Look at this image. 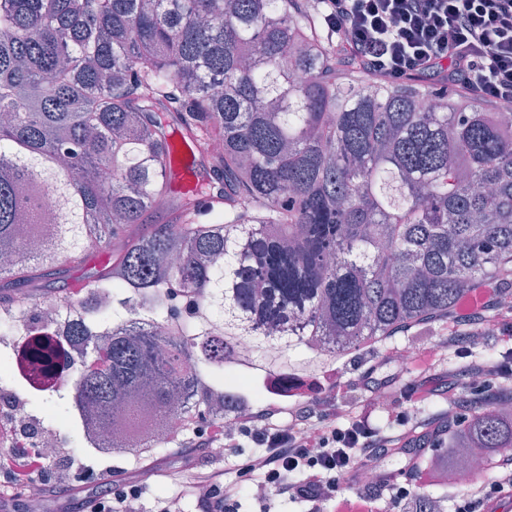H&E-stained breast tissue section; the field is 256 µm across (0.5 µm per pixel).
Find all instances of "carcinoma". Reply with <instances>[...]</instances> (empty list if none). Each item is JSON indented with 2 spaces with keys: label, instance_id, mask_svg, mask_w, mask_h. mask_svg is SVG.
Masks as SVG:
<instances>
[{
  "label": "carcinoma",
  "instance_id": "obj_1",
  "mask_svg": "<svg viewBox=\"0 0 512 512\" xmlns=\"http://www.w3.org/2000/svg\"><path fill=\"white\" fill-rule=\"evenodd\" d=\"M173 125L224 141L209 160L220 198L208 176L187 194L164 179ZM19 176L62 203L34 245L17 234L24 213L40 223ZM159 198L170 223L133 234ZM90 245L107 256L84 280L112 299L95 322L109 363L50 402L54 418L131 421L129 392L162 414L177 392L187 412L197 366L215 386L238 370L239 336L253 339L252 365L311 376L448 320L512 270V112L363 76L298 0H0V298ZM207 318L224 339L204 336ZM162 346L181 360L159 362ZM53 355L40 342L34 372ZM448 417L427 458L440 485L475 454L512 452V410Z\"/></svg>",
  "mask_w": 512,
  "mask_h": 512
}]
</instances>
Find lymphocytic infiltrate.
Listing matches in <instances>:
<instances>
[{
  "label": "lymphocytic infiltrate",
  "instance_id": "obj_1",
  "mask_svg": "<svg viewBox=\"0 0 512 512\" xmlns=\"http://www.w3.org/2000/svg\"><path fill=\"white\" fill-rule=\"evenodd\" d=\"M321 20L335 32L345 53L364 72L385 80L418 78L457 87L471 100L500 109H512V0H319ZM506 280L488 286L481 304L452 317L440 338L425 348L411 369L412 407L444 403L455 398L460 413L481 402L512 398V351L503 360H470L459 372L456 357L467 356L474 330L493 326L497 335H512V307L500 303ZM447 389L432 388L443 354ZM400 376L373 365L358 378L343 380L337 366L299 381L287 400L271 398L260 408L238 416L234 428L212 419L203 430L191 421L172 436V443L188 462L195 492L196 512H238L245 482L269 491L261 512H271L275 499H299L309 512H337L339 488L354 494L356 512H372L382 497L404 499L429 483L426 472L409 468L404 485H396L382 465L393 450L412 454L431 440L417 418L397 413L387 422L374 420L373 393L392 394ZM476 386L480 400L464 395ZM364 396L348 424L336 421V404L349 390ZM42 426L36 418L22 422L12 413L0 415V500L26 496L35 486H55L64 491L81 487L75 462L60 451L46 456L32 449ZM252 443L255 456L235 473L209 464L212 448H240ZM375 478L360 484L362 469ZM512 489V454L503 455L491 482L467 487L455 502V512H494L498 495ZM142 485L124 467H113L106 492L79 501L81 512H126L141 498Z\"/></svg>",
  "mask_w": 512,
  "mask_h": 512
}]
</instances>
